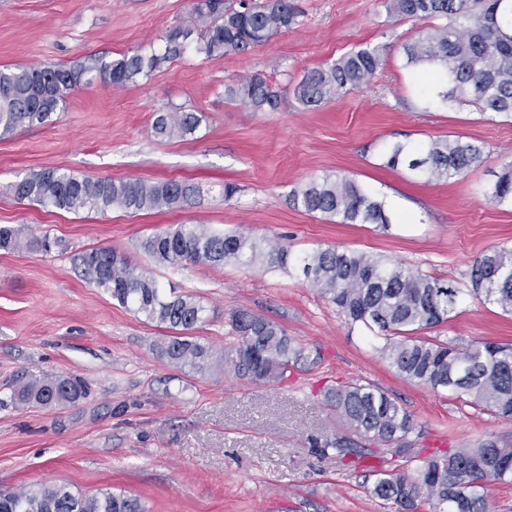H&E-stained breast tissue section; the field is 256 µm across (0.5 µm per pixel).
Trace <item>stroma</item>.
<instances>
[{
	"mask_svg": "<svg viewBox=\"0 0 512 512\" xmlns=\"http://www.w3.org/2000/svg\"><path fill=\"white\" fill-rule=\"evenodd\" d=\"M291 28L245 55L183 57L121 89L91 76L51 122L0 138V225L50 234L64 250L0 253V398L21 376L80 378L89 396L63 408L0 407V484L61 483L139 497L147 512H385L370 494L371 466L397 458L380 446L355 459L323 452L345 428L324 387L374 384L414 418L423 453L492 437L512 442V419L461 406L401 377L359 326L297 275L239 267L159 266L143 238L178 224L237 229L292 253L338 247L418 267L463 288L439 339L460 346L512 344V315L466 292L473 261L512 248V204L488 196L512 163V119L463 105L419 111L403 43L422 20L390 15L383 0H294ZM193 0H0V66H73L93 56L160 50L175 27L194 26ZM383 64L368 87L304 109L292 87L307 69L360 46ZM260 74L282 94L276 110L229 100L226 86ZM202 117L185 139L158 140L156 112ZM460 137L481 144L463 176L426 184L405 167H384L386 144ZM47 167L77 176L183 180L204 193L162 211L79 213L18 200L10 186ZM346 176L383 200L389 227L340 224L293 208L288 193L324 175ZM238 193L224 200L222 186ZM92 247L125 253L166 289L206 309L194 333L220 347L231 312L276 322L319 361L281 381L252 382L224 366L186 373L160 359L166 330L119 306L74 260Z\"/></svg>",
	"mask_w": 512,
	"mask_h": 512,
	"instance_id": "1",
	"label": "stroma"
}]
</instances>
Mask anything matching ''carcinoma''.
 Segmentation results:
<instances>
[{
  "label": "carcinoma",
  "instance_id": "cac0c4a2",
  "mask_svg": "<svg viewBox=\"0 0 512 512\" xmlns=\"http://www.w3.org/2000/svg\"><path fill=\"white\" fill-rule=\"evenodd\" d=\"M512 0H385L389 13L399 18L446 23L417 32L402 45L407 64L421 66L430 80L418 84L421 111L468 102L481 113L512 117V19L504 8ZM210 11L197 19L204 30L192 41L194 29L175 27L163 37L161 53L98 56L89 66L36 65L19 70L0 69V137L19 128L42 125L66 104L85 73L94 71L115 87L136 82L194 47L207 57L245 54L273 34L289 29L299 10L291 0H208ZM382 65L380 50L355 48L325 67L306 71L293 86L295 98L316 108L339 95L371 83ZM256 112L274 110L280 94L258 74L226 89ZM194 111L155 113L152 130L164 140L185 138L198 129ZM482 145L460 138L425 144L392 143L383 148L384 166L400 165L426 183L459 177L480 163ZM21 201L69 212L122 209L140 212L189 204L201 188L187 181H115L78 177L59 168L32 171L11 185ZM490 200L512 201V164L497 177ZM289 203L307 213L339 218L342 224L391 223L385 203L355 180L330 175L312 178L294 188ZM142 246L159 264L180 268L187 264L261 263L270 272L299 271L311 287L343 313L350 323L366 329L379 342L380 355L403 378L432 389H445L475 410L512 418V345L481 342L461 348L427 332L448 321L464 289L402 263L390 264L367 253L320 248L294 256L284 246L263 248L237 230L222 234L201 224H178L147 237ZM63 247L47 234L26 237L17 229L0 226V252H45ZM77 259L96 287L146 321L166 325L175 333L156 345L157 356L180 369L201 372L222 363L236 376L255 382L275 381L295 365L316 362L293 345L275 322L249 311L229 316L233 345L230 354L187 335L203 321L204 307L193 295H168L151 275L133 267L127 257L107 247L88 248ZM467 290L512 314V248L495 249L472 264ZM88 387L67 376L33 375L12 389L16 407L53 409L87 398ZM348 435L327 443L342 455H358L350 436L384 444L407 442L416 429L412 416L381 388L350 383L324 392ZM371 495L399 512H420L423 503L432 512H489L488 483H512V444L481 439L466 448L435 449L414 466L373 471ZM0 512H147L142 501L111 488L93 493L68 485L39 484L0 488Z\"/></svg>",
  "mask_w": 512,
  "mask_h": 512
}]
</instances>
